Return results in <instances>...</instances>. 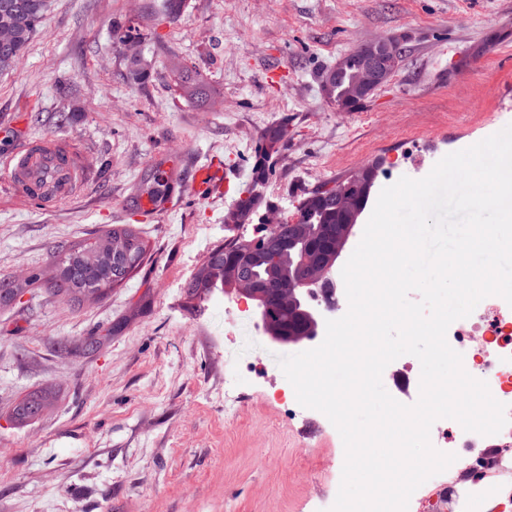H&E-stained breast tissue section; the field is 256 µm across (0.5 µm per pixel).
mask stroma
I'll return each instance as SVG.
<instances>
[{
	"mask_svg": "<svg viewBox=\"0 0 512 512\" xmlns=\"http://www.w3.org/2000/svg\"><path fill=\"white\" fill-rule=\"evenodd\" d=\"M49 0L21 63L0 73V277L48 268L56 246L108 225L136 226L146 263L101 302L79 307L34 285L0 305V512H316L340 482L343 450L319 411L284 399L266 336L233 341L224 310L253 328L254 304L184 286L224 242V215L250 181L270 126L290 138L265 196L298 197L380 162L383 189L421 179L444 156L512 124V0ZM150 31L152 78L126 77L112 24ZM405 36L392 82L354 112L335 111L323 71L372 39ZM178 54L206 74L210 102L184 99ZM46 137L82 167L73 197L15 195L17 154ZM177 158V209L142 220L135 184ZM221 161L228 190L194 195L193 168ZM103 336L85 347L90 334ZM49 391L29 422L8 420Z\"/></svg>",
	"mask_w": 512,
	"mask_h": 512,
	"instance_id": "1",
	"label": "stroma"
}]
</instances>
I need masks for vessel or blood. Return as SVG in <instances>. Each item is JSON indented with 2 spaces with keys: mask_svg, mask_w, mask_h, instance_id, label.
<instances>
[{
  "mask_svg": "<svg viewBox=\"0 0 512 512\" xmlns=\"http://www.w3.org/2000/svg\"><path fill=\"white\" fill-rule=\"evenodd\" d=\"M11 177L15 192L50 201L73 192L76 172L71 157L46 138L16 158ZM223 182V170L207 164L196 170L193 187L202 192Z\"/></svg>",
  "mask_w": 512,
  "mask_h": 512,
  "instance_id": "1",
  "label": "vessel or blood"
}]
</instances>
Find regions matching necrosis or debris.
Wrapping results in <instances>:
<instances>
[{
  "mask_svg": "<svg viewBox=\"0 0 512 512\" xmlns=\"http://www.w3.org/2000/svg\"><path fill=\"white\" fill-rule=\"evenodd\" d=\"M447 342L463 357L465 370L485 381L491 395L508 407L512 419V306L490 297L483 312L449 327ZM433 447L456 454L441 482H425L412 494L410 512H512V484H494L488 471L512 472V422L498 434L465 431L452 419L437 420Z\"/></svg>",
  "mask_w": 512,
  "mask_h": 512,
  "instance_id": "1",
  "label": "necrosis or debris"
}]
</instances>
